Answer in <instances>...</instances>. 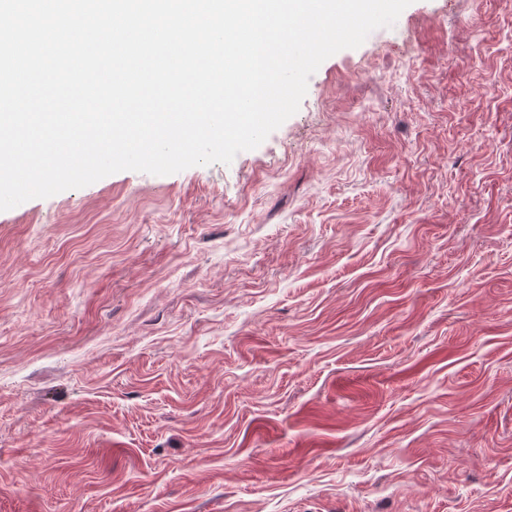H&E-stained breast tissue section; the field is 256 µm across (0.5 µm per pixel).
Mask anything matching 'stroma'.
I'll use <instances>...</instances> for the list:
<instances>
[{"mask_svg": "<svg viewBox=\"0 0 512 512\" xmlns=\"http://www.w3.org/2000/svg\"><path fill=\"white\" fill-rule=\"evenodd\" d=\"M0 512H512V0H413L231 164L1 211Z\"/></svg>", "mask_w": 512, "mask_h": 512, "instance_id": "stroma-1", "label": "stroma"}]
</instances>
